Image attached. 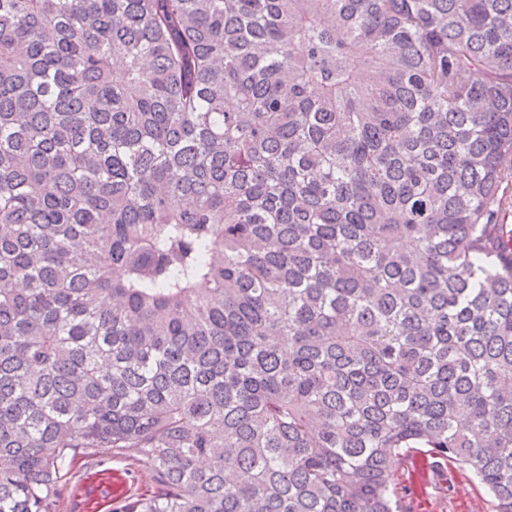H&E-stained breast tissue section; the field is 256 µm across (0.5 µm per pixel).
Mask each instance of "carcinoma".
<instances>
[{
	"mask_svg": "<svg viewBox=\"0 0 512 512\" xmlns=\"http://www.w3.org/2000/svg\"><path fill=\"white\" fill-rule=\"evenodd\" d=\"M512 0H0V512H512ZM101 455L106 458L103 465H86L80 462L75 466V474L56 500L53 512H92L96 507L98 511L104 512L111 504L112 510H119L123 502L117 497L112 499V495L117 496L112 493L113 480H117L121 486L123 494L120 497H128L127 499L151 489V471L144 461L125 457L112 458L105 453ZM93 488H103L105 497L101 501L92 496ZM415 460L394 464V483L403 503L413 512H494L491 496L471 478L469 472L448 466L418 472Z\"/></svg>",
	"mask_w": 512,
	"mask_h": 512,
	"instance_id": "1",
	"label": "carcinoma"
}]
</instances>
